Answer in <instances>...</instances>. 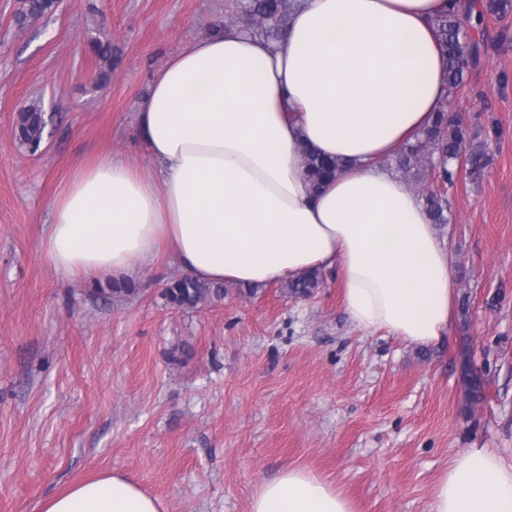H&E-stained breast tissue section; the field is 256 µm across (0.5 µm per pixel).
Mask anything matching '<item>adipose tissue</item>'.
<instances>
[{"instance_id": "adipose-tissue-1", "label": "adipose tissue", "mask_w": 512, "mask_h": 512, "mask_svg": "<svg viewBox=\"0 0 512 512\" xmlns=\"http://www.w3.org/2000/svg\"><path fill=\"white\" fill-rule=\"evenodd\" d=\"M445 0H295L284 40L245 27L195 39L155 77L136 137L152 161L104 156L52 203L47 261L63 276L121 280L169 246L185 275L266 285L333 266L366 333L439 343L453 266L419 197L380 162L441 104L446 59L429 19ZM346 167L318 193L300 144ZM42 512H166L121 472L73 485ZM251 512H355L296 468L263 482ZM429 512H512V463L458 454Z\"/></svg>"}]
</instances>
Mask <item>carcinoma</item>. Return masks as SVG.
<instances>
[{
    "label": "carcinoma",
    "instance_id": "carcinoma-1",
    "mask_svg": "<svg viewBox=\"0 0 512 512\" xmlns=\"http://www.w3.org/2000/svg\"><path fill=\"white\" fill-rule=\"evenodd\" d=\"M237 12L243 14L248 29L266 39L275 40L286 30L292 10L290 0H237ZM55 0H27V14L43 16L54 13ZM470 15L458 10H444L431 19L439 46L445 52L447 65V90L451 91L464 82L463 55L476 59L480 55L478 43H467L463 28ZM45 128L42 113L34 108L20 112L17 135L31 153L40 151ZM464 159L468 177L473 181L482 178L489 164V155L480 142L474 141L468 127L448 117L447 102L435 112L432 124L424 128L415 140L406 144L394 159L395 167L416 181L432 174L442 181H451L456 174V160ZM305 165L310 186L314 189L325 179L334 176L340 163L305 153ZM424 205L434 224L448 223V202L442 196L428 192L422 195ZM322 283V273L315 271L287 284L293 295H309ZM224 292L187 276L172 281L165 289L167 301L179 308H194L199 303Z\"/></svg>",
    "mask_w": 512,
    "mask_h": 512
}]
</instances>
